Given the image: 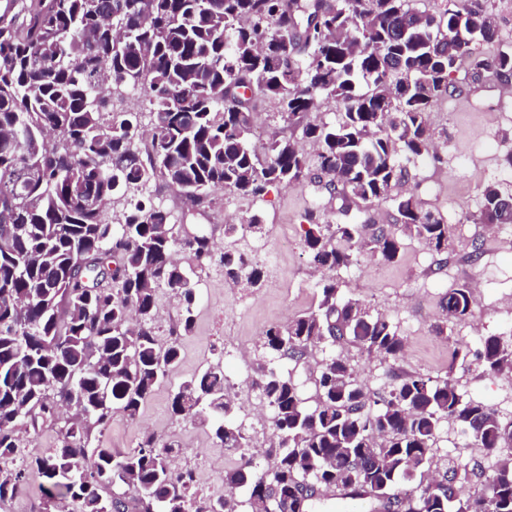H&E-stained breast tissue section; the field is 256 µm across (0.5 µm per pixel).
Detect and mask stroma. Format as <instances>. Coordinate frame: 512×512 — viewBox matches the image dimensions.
I'll list each match as a JSON object with an SVG mask.
<instances>
[{
    "instance_id": "obj_1",
    "label": "stroma",
    "mask_w": 512,
    "mask_h": 512,
    "mask_svg": "<svg viewBox=\"0 0 512 512\" xmlns=\"http://www.w3.org/2000/svg\"><path fill=\"white\" fill-rule=\"evenodd\" d=\"M505 112L512 113V83L502 82L491 72L477 79L457 73L447 96L433 103L427 122L438 135L439 155L408 164L402 189L414 194L424 209L453 225L448 251L439 255L409 240L395 261L367 256L360 265L337 272L342 293L359 300L371 312L388 317L404 337L405 347L397 358L385 361L352 345L316 347L307 362L288 366L305 398L314 396L313 375L318 364L336 354L349 361L370 393L387 391L406 373L434 379L449 377L466 397L483 403L502 422L512 423V372L485 374L470 356L485 336L496 335L512 345V235L506 228L473 221L486 184L512 192V170L503 164L505 154L512 151V123L501 120ZM149 193L155 203L171 212L174 222L206 225L216 252H223L227 244L225 225L242 223L256 212L263 214L269 228L264 242L274 244L285 237L293 243L292 248L276 255L274 267L265 269L260 287L244 289L247 306L242 310L237 308L219 267L202 273L194 329L178 339L182 355L178 370L144 404L137 422L114 417L103 434L104 443L117 450L133 447L145 432L161 440L177 439L182 445L177 464L192 465L203 458L208 475L220 478L228 464L209 429L172 418L169 401L173 384L195 373L210 358L213 348L240 343L256 349L268 328L317 305L321 274L301 243L309 214H316L323 224L365 220L390 230L397 222V213L391 201L346 202L323 184L309 181L269 186L258 199L217 189L208 203L198 207L176 189L158 186ZM475 241L481 243L482 252L474 261L469 252ZM464 284L475 289L471 316L444 322L443 295ZM456 350L467 353V360L452 361ZM435 452L442 464H471V471L456 482L464 498L481 486L500 458L512 456L507 448L500 455H487L471 446L450 422L440 429Z\"/></svg>"
}]
</instances>
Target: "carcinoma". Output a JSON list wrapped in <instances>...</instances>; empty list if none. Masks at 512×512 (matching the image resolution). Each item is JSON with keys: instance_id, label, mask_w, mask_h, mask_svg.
<instances>
[{"instance_id": "obj_1", "label": "carcinoma", "mask_w": 512, "mask_h": 512, "mask_svg": "<svg viewBox=\"0 0 512 512\" xmlns=\"http://www.w3.org/2000/svg\"><path fill=\"white\" fill-rule=\"evenodd\" d=\"M24 18L0 13V502L37 473L45 480L33 512L69 500L77 512H314L325 489L363 501L370 512H512V459L486 477L485 495L458 496L460 467L430 476L441 423L452 421L488 454L512 446V427L450 380L408 374L372 400L340 356L314 379L315 406L282 360L303 361L321 344H352L382 360L398 357L404 338L387 317L340 294L336 270L365 253L391 262L402 238L368 224H311L302 246L319 282L317 307L268 329L252 361L270 404L272 462L224 471V500L188 495L173 466L176 448L144 433L117 451L101 437L119 414L130 422L178 366V340L160 345L157 290L181 307L179 329L193 331L200 273L216 264L224 281L257 287L263 272L243 266L238 242L264 235L253 214L224 225L229 245L215 255L211 235L172 223L149 198L132 199L109 219L116 195L153 182L198 202L216 187L260 197L273 184L307 180L345 200L394 201L403 235L442 254L451 225L399 191L406 165L430 154L427 112L463 70L512 78V50L490 55L471 44L498 42L494 19L467 0L437 16L407 0L325 3L298 0H25ZM275 98L296 125L324 93L343 104L335 124H307L316 160L288 136L264 151L250 145V106L235 94ZM144 91L151 150L142 156L141 125L114 95ZM184 96L190 112H170ZM94 194L103 208H85ZM474 223L512 225V194L482 190ZM192 263L182 265L178 253ZM105 254L119 271L112 287L91 288L81 259ZM449 320L472 313L470 288L448 290ZM489 374L512 369V348L481 338L473 353ZM220 352L171 393L177 419L209 427L219 448H244L247 430L233 420ZM57 429L52 452L28 459L29 435Z\"/></svg>"}]
</instances>
